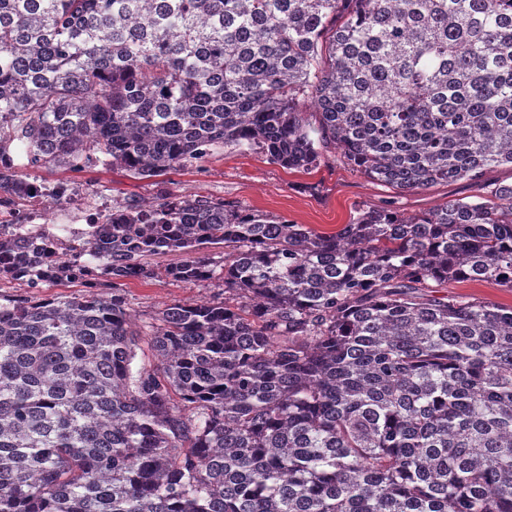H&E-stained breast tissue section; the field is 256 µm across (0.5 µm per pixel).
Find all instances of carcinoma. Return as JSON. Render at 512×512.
I'll return each mask as SVG.
<instances>
[{"mask_svg": "<svg viewBox=\"0 0 512 512\" xmlns=\"http://www.w3.org/2000/svg\"><path fill=\"white\" fill-rule=\"evenodd\" d=\"M225 145L477 193L332 234L112 207L81 275L112 296L0 294V512H512V307L441 292L512 290V0H0L1 197L18 155L148 179ZM162 275L224 300L144 332L122 282ZM447 289L448 295L468 296L512 307V290L508 288H500L486 282L463 281L449 283Z\"/></svg>", "mask_w": 512, "mask_h": 512, "instance_id": "cac0c4a2", "label": "carcinoma"}]
</instances>
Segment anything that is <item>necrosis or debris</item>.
<instances>
[{"label": "necrosis or debris", "mask_w": 512, "mask_h": 512, "mask_svg": "<svg viewBox=\"0 0 512 512\" xmlns=\"http://www.w3.org/2000/svg\"><path fill=\"white\" fill-rule=\"evenodd\" d=\"M21 188L24 208H13L7 200L0 202V214L6 219L0 225V238L21 249L33 240L48 241L41 259L42 282L70 278L76 271L68 260L72 247L92 240L101 225L111 223V205L86 206L84 189L77 184L46 187L26 179Z\"/></svg>", "instance_id": "1"}]
</instances>
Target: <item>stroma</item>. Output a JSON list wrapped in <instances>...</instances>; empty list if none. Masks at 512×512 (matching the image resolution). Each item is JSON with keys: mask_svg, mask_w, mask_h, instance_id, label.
<instances>
[{"mask_svg": "<svg viewBox=\"0 0 512 512\" xmlns=\"http://www.w3.org/2000/svg\"><path fill=\"white\" fill-rule=\"evenodd\" d=\"M30 175L45 183L65 179L78 183L86 189V201L90 204L103 200L115 205L143 202L168 192L198 194L325 233L336 232L358 208L367 205L420 215L474 192L464 180L425 191L401 192L365 177L330 152L313 172L289 171L270 163L259 152L234 146L217 148L199 165L172 173L164 181L157 177L136 179L123 169L105 167L95 161L88 162L78 174L34 168ZM125 292L136 322L142 327L149 325L168 304L209 301L218 294L214 288L168 280H130Z\"/></svg>", "mask_w": 512, "mask_h": 512, "instance_id": "obj_1", "label": "stroma"}]
</instances>
